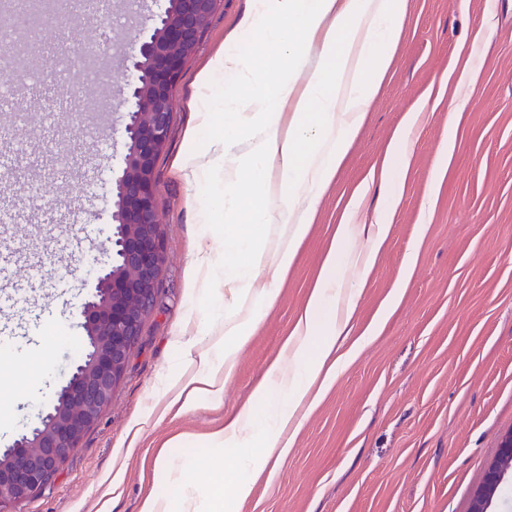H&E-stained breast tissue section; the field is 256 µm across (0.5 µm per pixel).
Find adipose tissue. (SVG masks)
<instances>
[{"instance_id": "obj_1", "label": "adipose tissue", "mask_w": 512, "mask_h": 512, "mask_svg": "<svg viewBox=\"0 0 512 512\" xmlns=\"http://www.w3.org/2000/svg\"><path fill=\"white\" fill-rule=\"evenodd\" d=\"M406 0H252L244 20L261 46L297 67L304 50L315 47L324 69L303 87L280 83L274 92L256 89V75L240 55L218 52L197 78L194 103L198 126L211 124L215 103L206 95L217 72L234 76L246 98L228 96L225 112L252 111L245 151L228 141H215L209 153L180 157L176 170L187 183L222 173L230 194L229 212L245 211L246 226L235 229L239 257L224 268L219 298L224 322L210 344L187 342L185 377L174 381L171 404L187 408L205 400L222 404L224 382L231 375L242 346L252 335L262 309L276 291L257 287L255 272L272 270L284 278L308 233L317 205L334 180L364 112L383 82L401 35ZM420 120L406 113L393 135L379 171L387 212L380 223L335 225L315 283L286 337L280 356L267 368L241 408L207 442L238 458L231 482L216 478L206 489L209 512H223L224 488L233 484L237 497L248 494L255 462L285 460L292 451L306 410L314 408L336 383L341 366L355 354L352 341L356 285L348 270L367 267L386 243L388 219L400 200L401 173L408 166L409 140ZM253 186V197L237 195L238 185ZM368 234L366 251L351 245Z\"/></svg>"}]
</instances>
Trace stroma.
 <instances>
[{
	"label": "stroma",
	"mask_w": 512,
	"mask_h": 512,
	"mask_svg": "<svg viewBox=\"0 0 512 512\" xmlns=\"http://www.w3.org/2000/svg\"><path fill=\"white\" fill-rule=\"evenodd\" d=\"M110 17L90 13L83 22L61 27L49 22L36 46L52 50L60 41L74 45L127 43L136 27L151 26L168 0H108ZM250 0H219L187 60L172 98V130L155 168L156 209L163 231L164 268L156 304L123 379L97 426L82 440L59 475L24 512H97L112 467L123 466L125 482L109 512H140L143 499L157 494L178 504L185 483L205 488L232 460L203 437L250 402L266 366L278 358L285 337L304 305L319 272L336 224L377 223L383 190L369 185L388 141L405 113L420 110L403 176L400 202L391 217L389 239L374 263L348 271L361 283L354 331L377 333L339 373L336 383L304 419L288 458L274 473H261L250 495L230 502L231 512H468L482 485L501 437L512 431V0H408L402 37L388 75L351 142L347 156L320 200L313 224L297 250L285 279L260 270L257 285L278 292L262 311L255 331L240 350L224 402H207L163 413L166 386L183 373V340L217 329L224 308L215 295L224 265L235 257V243L224 230V181L221 176L187 185L174 165L185 149V134L196 128L191 103L197 76L220 49H238L257 64L262 89L284 79L306 85L320 68L316 49L303 65L288 70L257 40H245L242 23ZM481 41H474L475 32ZM471 65L479 90L456 123L448 121L447 75ZM126 69L113 54L97 88L76 92L47 73L49 90L37 95L17 88L0 106V128L26 130L21 142H0L10 153L21 188L14 204L30 200L24 187L41 183L38 206L69 210L73 229L56 244L46 229L12 224L0 231L21 248L55 253L38 273L35 310L19 326L22 345L49 353V372L31 382L18 378L0 387V451L50 412L53 394L74 361L87 349L79 307L96 291L91 271L107 260L115 218V181L126 142L114 134L125 113L120 91ZM82 112L98 139L71 136L78 170L57 181L42 180L34 157L48 156L71 115ZM248 114L216 110L211 125L196 128L195 148L207 152L234 127L246 138ZM455 148L444 167L436 156L442 142ZM213 212L211 223H195L185 206L188 194ZM355 209H348L349 200ZM212 249L210 272L196 268L199 241ZM417 261L407 288L388 318L380 313L398 284L410 251ZM146 425L137 444L129 426ZM185 443L167 449L170 465L185 482L158 480L155 459L173 435Z\"/></svg>",
	"instance_id": "1"
}]
</instances>
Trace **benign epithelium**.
<instances>
[{"label":"benign epithelium","mask_w":512,"mask_h":512,"mask_svg":"<svg viewBox=\"0 0 512 512\" xmlns=\"http://www.w3.org/2000/svg\"><path fill=\"white\" fill-rule=\"evenodd\" d=\"M217 3L172 0L155 25L140 29L123 50L129 109L124 127L127 152L115 183L119 226L113 235V259L97 272L103 288L79 308L80 326L92 345L57 392L61 401L39 417L31 432L19 435L13 447L0 453V512H23L22 506L54 480L98 423L154 306L164 265L156 219L155 161L170 133L172 87ZM107 50L103 43L81 47L62 43L57 54L62 59H88L99 68ZM510 474L512 431L502 437L498 456L474 493L469 512H490Z\"/></svg>","instance_id":"obj_1"}]
</instances>
